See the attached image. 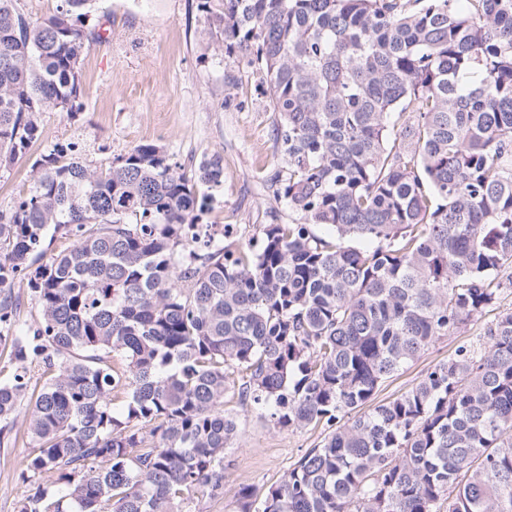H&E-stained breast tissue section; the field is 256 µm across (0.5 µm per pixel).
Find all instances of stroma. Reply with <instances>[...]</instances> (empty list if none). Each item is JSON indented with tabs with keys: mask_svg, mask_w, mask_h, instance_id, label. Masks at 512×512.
Listing matches in <instances>:
<instances>
[{
	"mask_svg": "<svg viewBox=\"0 0 512 512\" xmlns=\"http://www.w3.org/2000/svg\"><path fill=\"white\" fill-rule=\"evenodd\" d=\"M86 24L106 29L107 40L92 45L81 65L85 108L72 120L57 112L42 115L39 138L28 155L0 169V212H10L26 192L35 156L56 145L80 143L89 160L105 164L135 145L152 143L190 174L201 161L222 157L224 179L212 188L204 217L214 236L231 225L235 239L244 243L262 225L295 221V213L275 194L281 154L269 88L245 63L216 55L197 0H99ZM488 322L475 317L460 334L438 340L384 383L378 400L409 390L458 345L483 335ZM240 424L225 460L223 494L192 493L186 512H236L242 487L262 497L321 439L316 431L274 429L253 412H241ZM29 451L22 433L0 447V512H16L28 488L20 461Z\"/></svg>",
	"mask_w": 512,
	"mask_h": 512,
	"instance_id": "stroma-1",
	"label": "stroma"
}]
</instances>
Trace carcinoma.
<instances>
[{
  "label": "carcinoma",
  "instance_id": "carcinoma-1",
  "mask_svg": "<svg viewBox=\"0 0 512 512\" xmlns=\"http://www.w3.org/2000/svg\"><path fill=\"white\" fill-rule=\"evenodd\" d=\"M95 2L40 19L0 0L1 168L43 113L84 110L81 61L106 36L76 22ZM470 2L198 0L214 50L265 75L279 117L276 194L298 219L255 242L195 231L219 155L191 175L151 143L104 167L76 142L35 158L0 213L16 365L0 444L31 404L17 512H183L192 491L223 493L233 401L322 430L239 512H512V308L375 402L512 288V0ZM49 232L71 245L46 261ZM17 280L39 309L27 331ZM497 307H499V309L494 312H490L482 317L478 316L473 318L460 334L443 337L438 340L434 346L415 360L409 367L404 369V371L399 372V374H396L384 383L377 393L375 402L388 401L406 392L415 385L428 368L438 361L448 358V355H450L458 345L468 341L472 337L484 335L488 322L497 311L512 308V288L503 290Z\"/></svg>",
  "mask_w": 512,
  "mask_h": 512
}]
</instances>
